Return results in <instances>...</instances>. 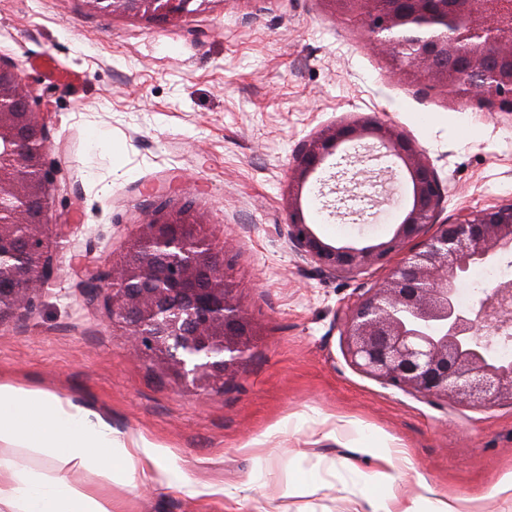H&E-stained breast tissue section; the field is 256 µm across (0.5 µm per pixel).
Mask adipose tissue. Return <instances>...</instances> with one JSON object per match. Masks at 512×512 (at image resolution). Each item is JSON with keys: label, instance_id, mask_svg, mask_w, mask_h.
Listing matches in <instances>:
<instances>
[{"label": "adipose tissue", "instance_id": "ef3b65f1", "mask_svg": "<svg viewBox=\"0 0 512 512\" xmlns=\"http://www.w3.org/2000/svg\"><path fill=\"white\" fill-rule=\"evenodd\" d=\"M33 453L46 468L30 464ZM378 459L387 492L375 499L373 512H476L470 499L397 493L392 449H380ZM70 469L102 471L131 487L190 484L183 469L165 464L158 446L114 429L83 400L0 383V512H112L111 503L72 485Z\"/></svg>", "mask_w": 512, "mask_h": 512}]
</instances>
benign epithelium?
<instances>
[{"mask_svg":"<svg viewBox=\"0 0 512 512\" xmlns=\"http://www.w3.org/2000/svg\"><path fill=\"white\" fill-rule=\"evenodd\" d=\"M100 13L129 11L182 18L199 11L194 0H86ZM349 5L370 45L385 53L392 73L434 84L448 83L435 61L464 46L469 68L454 87L469 103L499 100L512 106V0H342ZM36 132L39 157L49 141V113L37 108L16 66L0 62V145L14 163L0 173V326L36 307L37 298L58 273L50 245L51 172L41 167L29 181L16 128ZM357 143L363 158L385 150L410 177L412 204L391 239L357 248L323 242L298 204L289 206L288 240L325 277L349 275L385 260L402 244L415 248L392 273L352 309L344 330L347 350L361 369L385 384L424 396L452 397L474 407L512 400V361L489 355L491 335L512 326V284L496 287L471 315L457 303L463 261L484 262L512 247V202L462 210L451 223L438 222L445 191L426 153L397 126L377 118L339 122L303 142L294 160L297 188L343 144ZM38 201L40 221L29 222ZM185 208L173 212L158 203L142 224L123 260L90 270L79 287L89 307L103 305L121 324L134 347L152 364L181 382L203 388L224 383L244 360L242 337L249 319L212 244L185 222ZM166 256L159 267L145 252Z\"/></svg>","mask_w":512,"mask_h":512,"instance_id":"1","label":"benign epithelium"}]
</instances>
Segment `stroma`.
I'll use <instances>...</instances> for the list:
<instances>
[{
  "instance_id": "stroma-1",
  "label": "stroma",
  "mask_w": 512,
  "mask_h": 512,
  "mask_svg": "<svg viewBox=\"0 0 512 512\" xmlns=\"http://www.w3.org/2000/svg\"><path fill=\"white\" fill-rule=\"evenodd\" d=\"M0 59L51 114L46 163L61 227L54 286L0 327V382L84 400L164 448L198 493L132 489L83 469L68 474L77 490L124 512H372L379 461L360 444L370 435L397 450L399 491L423 480L439 496L478 498L479 512H512V492L492 491L512 473V401L425 397L384 385L347 354L350 308L401 253L324 278L286 234L296 149L356 117L392 121L425 150L445 190L439 221L512 201V109L394 77L328 0H211L178 20L101 14L85 0H0ZM375 169L335 154L304 183L303 214L324 242L362 248L393 236L407 179L372 208ZM160 192L190 204L255 325L221 389L179 386L79 292L88 268L123 259ZM365 206L366 220L350 216ZM305 476L315 492L289 494Z\"/></svg>"
}]
</instances>
